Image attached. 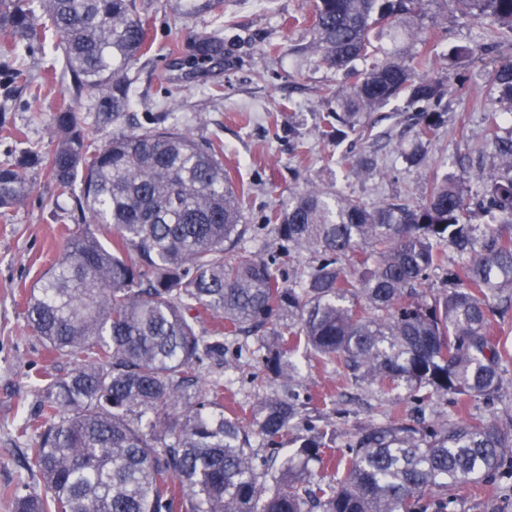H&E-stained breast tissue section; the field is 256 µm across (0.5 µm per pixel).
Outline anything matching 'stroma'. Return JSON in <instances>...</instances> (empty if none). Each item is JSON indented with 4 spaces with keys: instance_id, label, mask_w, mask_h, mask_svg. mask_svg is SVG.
<instances>
[{
    "instance_id": "stroma-1",
    "label": "stroma",
    "mask_w": 512,
    "mask_h": 512,
    "mask_svg": "<svg viewBox=\"0 0 512 512\" xmlns=\"http://www.w3.org/2000/svg\"><path fill=\"white\" fill-rule=\"evenodd\" d=\"M137 0L138 11L150 21L151 50L137 63L132 101L123 116L103 125L89 103L78 107L80 123L96 143L117 131L175 127L202 141H217L236 189L242 193L251 229L240 248L263 257L278 254L281 243L266 217L292 193L315 186L332 194L354 196L366 204L416 203L427 179L501 176L500 160L487 141L484 114L471 101L489 95L483 75L489 57L465 64H443L450 105L445 123L431 141L418 143L404 122V100L372 113L375 126L367 138L350 135L342 143L322 138L328 113L337 108L346 88L340 75L319 55L307 52L312 39L313 0ZM488 26L462 15L444 0H435L418 23L400 29H378L373 41L383 51L411 56L421 40H429L437 55L453 45L486 38ZM219 38L224 59L188 76L176 62L194 55L199 43ZM24 65L42 80L38 98L5 88L0 104L21 130L24 140L47 145L48 127L65 92L61 78L48 68H60L52 40L38 41L22 53ZM331 96H324V87ZM423 156L421 165L408 161ZM367 155L370 169L351 171L350 156ZM33 191L19 208L0 215V512H14L11 488L27 479L24 458L28 442L17 427L36 406L34 376L51 366L44 347L30 337L23 316V293L60 254L70 223L68 196L42 171L32 172ZM269 333L242 337L247 355L229 361L224 370V405L249 404L271 387L253 351L270 342ZM279 393L299 399L333 400L347 413L346 428L372 419L389 421L394 402L404 388L389 393L377 388L346 387L336 366L302 367L296 380L278 385ZM453 512H482L491 502L494 512H512V479L454 489Z\"/></svg>"
}]
</instances>
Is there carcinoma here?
Here are the masks:
<instances>
[{
	"label": "carcinoma",
	"instance_id": "carcinoma-1",
	"mask_svg": "<svg viewBox=\"0 0 512 512\" xmlns=\"http://www.w3.org/2000/svg\"><path fill=\"white\" fill-rule=\"evenodd\" d=\"M432 2L316 0L309 49L347 82L326 137L346 138L399 97L418 139L437 135L448 88L428 43L403 59L379 56L371 39ZM448 2L493 29L448 59L496 56L486 77L497 98L480 106L507 174L473 188L434 178L412 206L370 207L318 188L292 194L266 221L283 253L315 254L295 288L275 259L237 249L248 225L220 143L153 127L97 146L80 124L87 94L105 125L128 107L129 73L149 51L135 0H0V72L37 98L41 84L17 60L51 36L70 79L48 148L28 145L0 163V210L26 202L32 170L63 194L80 181L65 249L25 302L31 335L65 364L38 374L37 409L18 426L41 486H16L15 512H448L451 487L512 477V417L426 423L397 406L392 420L349 435L336 477L315 481L309 463L336 451L329 414L271 392L248 407L246 427L224 413L213 377L224 369V335L277 326L262 356L274 378H294L303 348L310 363L339 364L349 386L404 385L417 408L498 396L512 359V326L498 311L512 307V140L497 135L512 112V57L499 55L512 44V0ZM222 53L221 41H207L190 68ZM493 212L499 223H474ZM449 245L461 264L448 266ZM434 270L445 278L429 299ZM255 434L269 445L291 434L293 453L262 455Z\"/></svg>",
	"mask_w": 512,
	"mask_h": 512
}]
</instances>
